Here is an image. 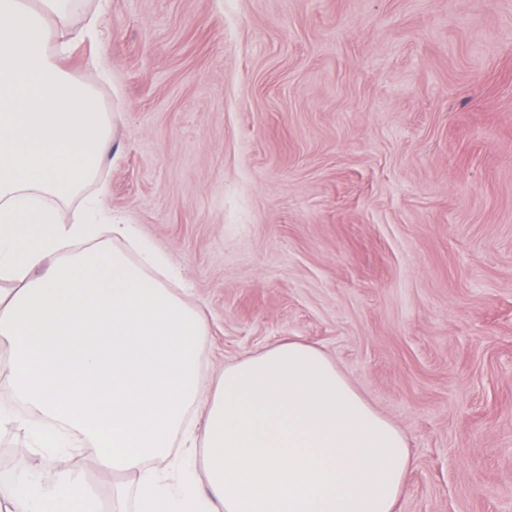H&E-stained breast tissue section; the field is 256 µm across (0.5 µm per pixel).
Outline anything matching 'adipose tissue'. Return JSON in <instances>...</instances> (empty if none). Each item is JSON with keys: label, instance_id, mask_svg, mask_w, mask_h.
I'll use <instances>...</instances> for the list:
<instances>
[{"label": "adipose tissue", "instance_id": "1", "mask_svg": "<svg viewBox=\"0 0 512 512\" xmlns=\"http://www.w3.org/2000/svg\"><path fill=\"white\" fill-rule=\"evenodd\" d=\"M75 0H0V344L15 398L37 409L43 448L68 431L102 468L136 477L137 512H394L413 461L401 429L319 348L275 344L202 385L205 314L165 285L178 278L130 224L127 249L51 262L90 235L63 204L98 168L109 119L51 49ZM200 409L205 487L169 481L161 463L189 410ZM0 512H102L77 471L44 483L19 465Z\"/></svg>", "mask_w": 512, "mask_h": 512}]
</instances>
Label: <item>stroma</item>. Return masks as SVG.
<instances>
[{
    "mask_svg": "<svg viewBox=\"0 0 512 512\" xmlns=\"http://www.w3.org/2000/svg\"><path fill=\"white\" fill-rule=\"evenodd\" d=\"M101 31L62 61L120 117L83 192L182 270L209 377L312 344L406 434L396 512H512V0H109ZM4 351L0 449L40 466Z\"/></svg>",
    "mask_w": 512,
    "mask_h": 512,
    "instance_id": "obj_1",
    "label": "stroma"
}]
</instances>
